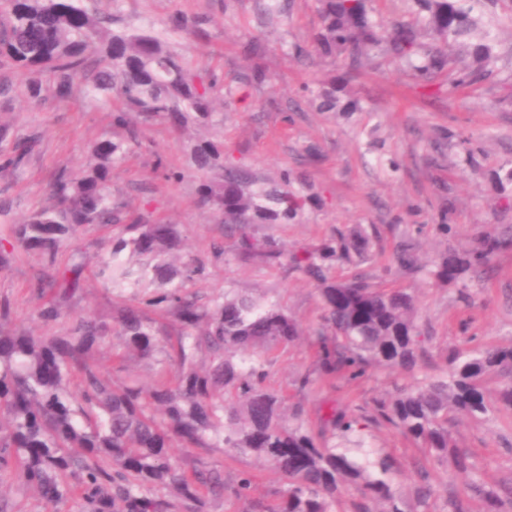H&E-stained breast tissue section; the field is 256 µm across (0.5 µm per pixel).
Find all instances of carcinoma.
Instances as JSON below:
<instances>
[{"label": "carcinoma", "instance_id": "obj_1", "mask_svg": "<svg viewBox=\"0 0 512 512\" xmlns=\"http://www.w3.org/2000/svg\"><path fill=\"white\" fill-rule=\"evenodd\" d=\"M322 20L313 42L320 57L353 67L374 54L412 66L415 81L433 84L451 74L448 90L472 86L487 75L492 46L469 42L478 21L463 0H415L420 10L388 26L375 22L368 0H318ZM112 16L89 9L86 0H0V70L24 76L27 97L42 99L43 78L53 79L55 97L74 88L93 99L121 101L113 125L126 135H102L91 147L93 163L73 173L61 169L52 184L54 203L21 223L0 228V270L20 251L35 252L40 268L29 288L37 318L49 326L68 320L62 336H32L4 330L12 306L0 301V484L31 487L50 512H205L209 496L224 494V471L173 463L172 448L219 445L261 459L287 484L275 499L252 497L254 475L239 474L236 496L245 512H337L348 488L355 512H429L433 490L427 477L408 503L396 481L392 454L368 447L365 432L387 425L459 474L473 472L471 456L454 443L449 424L457 414L483 419L491 410L485 382L499 378L498 402L512 409V345L444 354L445 372L425 375L372 406L337 410L324 403L317 429L304 408L288 409L268 384L271 353L295 343L297 321L276 303L251 292L224 289L222 300L190 290L206 276L198 256L183 251L181 232L152 223L141 211H125L112 200V170L142 146L130 113L143 122L164 121L224 128L213 102L224 87L214 72H192L181 55L149 28L114 30ZM427 32L433 44L421 42ZM314 100L322 112L339 108L336 81L322 85ZM37 139L0 125V172L18 174ZM190 172L200 178L199 205L221 217L234 259L261 269L294 270L313 281L322 301L324 328L318 336L316 369L301 374L302 391L341 375L357 381L378 365L415 374L426 350L417 323V299L406 288H381L355 273L338 280L333 265L372 260L375 225L338 230L314 246L284 252L276 240L251 231L256 225L288 224L309 204L289 188L288 172L262 180L242 165L224 162V139L213 133L195 142ZM86 225L115 228L111 247L98 259L95 276L125 298L112 321L72 314L67 303L82 288L85 264L70 252ZM509 239L487 236L463 255L435 265L436 279L451 282L489 265ZM166 314L176 335L162 333L155 316ZM118 339L112 369L161 354L177 368L150 386L136 379L115 383L96 355ZM210 354L200 371L195 358ZM468 493L482 512H499L512 488H493L474 478Z\"/></svg>", "mask_w": 512, "mask_h": 512}]
</instances>
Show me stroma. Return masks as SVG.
Wrapping results in <instances>:
<instances>
[{
  "label": "stroma",
  "mask_w": 512,
  "mask_h": 512,
  "mask_svg": "<svg viewBox=\"0 0 512 512\" xmlns=\"http://www.w3.org/2000/svg\"><path fill=\"white\" fill-rule=\"evenodd\" d=\"M91 9L114 17L115 27H151L170 46L187 48L190 65L224 77V150L230 160L257 174L277 179L289 172L294 190L318 196L290 224L264 226V233L287 250L314 245L356 224H373L377 261L368 268L376 282L414 289L418 321L430 358L428 374L439 373L448 348L512 344V249L499 252L480 276L435 283L427 271H408L393 255L404 240L418 247L421 260L458 253L482 236H512V184L498 178L512 170V0H481L477 11L497 53L488 77L477 86L448 93V76L433 86L416 85L409 72L365 64L353 70L310 55L311 38L321 28L317 0H288L286 16L268 19L256 0H89ZM268 47L262 63L274 75L257 87L245 76L254 64L246 53L253 39ZM303 54H295L294 45ZM335 80L350 111L321 112L312 93ZM117 101L83 95L59 101L46 94L31 105L23 84H16L10 104H0V123L38 142L21 177L0 173V203L8 221H23L34 210L52 205L51 185L59 168L79 171L90 146L112 128ZM142 147L115 168L116 202L177 225L189 251L202 258L207 277L201 293L222 294L237 288L279 302L301 327L299 340L273 355L270 384L288 406L302 405L309 421L318 418L319 395L337 406H367L372 400L412 383L410 374L375 367L359 384L337 380L321 394L298 392L294 381L313 362L312 344L322 330L321 303L313 282L298 272L282 274L246 267L231 254L214 257L221 238L217 215L197 205L198 180L188 175L196 130L177 131L164 123L141 125ZM185 170L177 182L156 177V158ZM40 267L35 253H18L0 272V300L12 304V323L35 333L63 334L66 322L46 327L36 320L38 305L28 288ZM120 297L94 276H87L74 299V312L111 321ZM460 449L468 451L476 471L491 487L512 486V410L490 412L482 421L457 416L450 425ZM373 442L399 464L401 487L411 492L420 472L434 489L431 506L442 512L449 496H465L468 479L452 475L393 429L372 430ZM174 461L223 469L227 489L207 501L206 512H243L231 488L239 472L256 477L253 495L272 500L283 479L251 457H231L220 448H176Z\"/></svg>",
  "instance_id": "1"
}]
</instances>
